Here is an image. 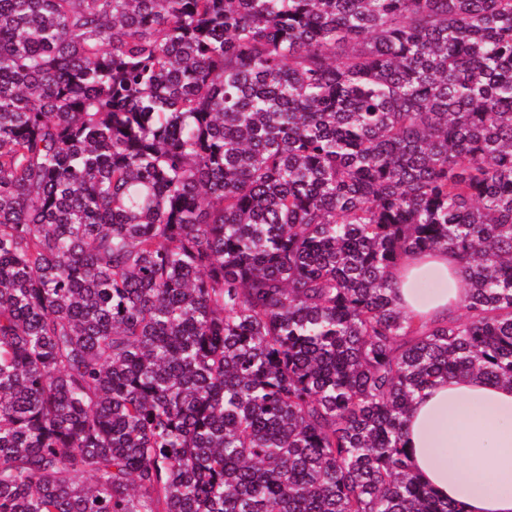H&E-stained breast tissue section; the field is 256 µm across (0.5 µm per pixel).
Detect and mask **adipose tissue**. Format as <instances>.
<instances>
[{
  "label": "adipose tissue",
  "mask_w": 512,
  "mask_h": 512,
  "mask_svg": "<svg viewBox=\"0 0 512 512\" xmlns=\"http://www.w3.org/2000/svg\"><path fill=\"white\" fill-rule=\"evenodd\" d=\"M396 301L431 318L455 314L468 293L458 258L412 254L394 270ZM412 472L463 512H512V387L464 376L424 390L408 415Z\"/></svg>",
  "instance_id": "1"
}]
</instances>
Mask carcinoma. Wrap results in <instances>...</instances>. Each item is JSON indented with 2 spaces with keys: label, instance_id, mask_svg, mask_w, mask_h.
<instances>
[{
  "label": "carcinoma",
  "instance_id": "1",
  "mask_svg": "<svg viewBox=\"0 0 512 512\" xmlns=\"http://www.w3.org/2000/svg\"><path fill=\"white\" fill-rule=\"evenodd\" d=\"M455 254L464 315L392 271ZM512 385V0H0V512H462L415 396ZM460 267L458 258L447 251L405 257L393 270V277L397 282V304L408 312L430 318H445L456 314L469 291ZM423 274H430L432 281H442L448 288H412L414 281Z\"/></svg>",
  "mask_w": 512,
  "mask_h": 512
}]
</instances>
